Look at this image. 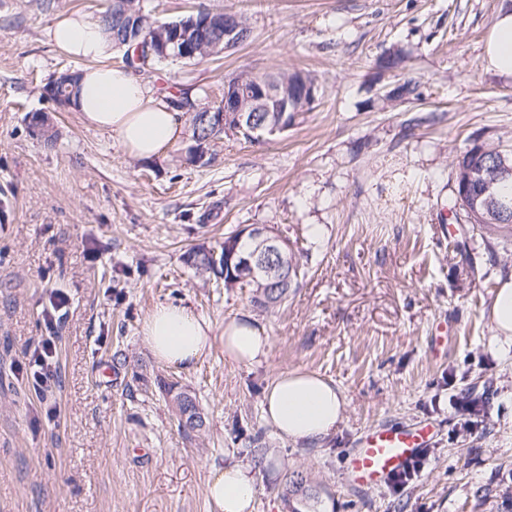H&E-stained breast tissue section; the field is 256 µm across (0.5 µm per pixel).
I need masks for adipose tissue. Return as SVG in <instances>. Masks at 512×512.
Segmentation results:
<instances>
[{
  "label": "adipose tissue",
  "mask_w": 512,
  "mask_h": 512,
  "mask_svg": "<svg viewBox=\"0 0 512 512\" xmlns=\"http://www.w3.org/2000/svg\"><path fill=\"white\" fill-rule=\"evenodd\" d=\"M57 49L85 60L71 101L90 126L108 132L130 156L152 159L180 139L181 115L156 96L140 75L125 65L109 64L114 48L97 21L84 14L57 18L49 29ZM487 66L512 78V10L502 11L491 30L486 48ZM212 326L191 309L157 305L144 319L142 336L160 362L191 368L212 347ZM224 353L232 361L260 363L270 341L264 326L243 316L224 324ZM346 406L335 382L314 372L278 373L263 397L265 421L292 442H318L332 434ZM208 493L220 512H252L256 495L251 466L230 462L212 482Z\"/></svg>",
  "instance_id": "obj_1"
}]
</instances>
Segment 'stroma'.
I'll use <instances>...</instances> for the list:
<instances>
[{"label":"stroma","mask_w":512,"mask_h":512,"mask_svg":"<svg viewBox=\"0 0 512 512\" xmlns=\"http://www.w3.org/2000/svg\"><path fill=\"white\" fill-rule=\"evenodd\" d=\"M216 5L247 18L248 38L196 64L153 63L148 86L216 107L240 71H301L317 95L284 133L220 138L200 164L191 136L136 159L50 98L62 72L83 66L57 52L50 24L98 16L105 0H0V512H220L207 485L228 461L250 463L256 435L253 512H512V352L499 353L490 319L512 249L490 260L444 208L460 151L512 147V79L484 60L512 0H142L162 21ZM393 52L402 68H381ZM407 79L418 98L390 99ZM243 224L274 226L305 271L281 307L185 262ZM57 289L70 304L52 330L51 422L25 374ZM159 304L189 306L218 335L252 317L268 355L234 363L218 338L192 369L162 364L141 333ZM292 370L332 379L346 398L321 445L288 441L263 418L265 385ZM167 385L195 395L201 431L179 428ZM471 391L489 399L477 424L455 405ZM418 422L438 433L408 486L349 483L344 463L365 432ZM296 475L310 500L283 497Z\"/></svg>","instance_id":"stroma-1"}]
</instances>
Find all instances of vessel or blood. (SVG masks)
<instances>
[{"label": "vessel or blood", "instance_id": "1", "mask_svg": "<svg viewBox=\"0 0 512 512\" xmlns=\"http://www.w3.org/2000/svg\"><path fill=\"white\" fill-rule=\"evenodd\" d=\"M436 435L429 424L376 426L346 459V476L358 488L378 489L404 473L423 455Z\"/></svg>", "mask_w": 512, "mask_h": 512}]
</instances>
